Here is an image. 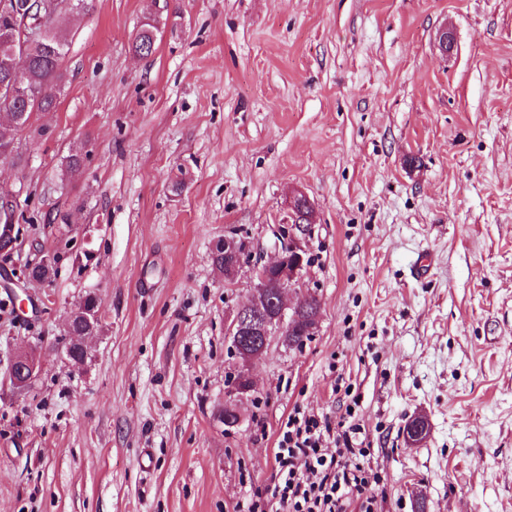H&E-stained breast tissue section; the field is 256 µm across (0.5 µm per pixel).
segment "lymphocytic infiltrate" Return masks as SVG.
<instances>
[{
    "instance_id": "f902f5d3",
    "label": "lymphocytic infiltrate",
    "mask_w": 512,
    "mask_h": 512,
    "mask_svg": "<svg viewBox=\"0 0 512 512\" xmlns=\"http://www.w3.org/2000/svg\"><path fill=\"white\" fill-rule=\"evenodd\" d=\"M355 424L290 413L278 430L276 481L269 496L251 497L238 512H377L380 483L357 447Z\"/></svg>"
}]
</instances>
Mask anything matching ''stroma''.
Masks as SVG:
<instances>
[{
	"mask_svg": "<svg viewBox=\"0 0 512 512\" xmlns=\"http://www.w3.org/2000/svg\"><path fill=\"white\" fill-rule=\"evenodd\" d=\"M65 29V90L0 159V512H235L272 487L289 413L350 403L380 512H512V0H94ZM298 190L311 263L288 302L316 297L318 324L245 365L227 328ZM44 256L48 279L9 287ZM220 248L224 251H213V263L224 272L226 281H233L242 263V245L236 238L227 236L220 240ZM100 324L99 319L96 321H92V327L90 328L89 324L80 316H76L69 328H67V335L70 336V341L67 345L66 352L67 355L73 359L76 363L80 362L81 355L85 352L84 343L81 339L76 338L75 336H88L86 335L87 331L92 329L93 335L99 331ZM76 356V358H75ZM36 361L32 355L26 353L16 354L10 363L9 380L17 389H24L34 378Z\"/></svg>",
	"mask_w": 512,
	"mask_h": 512,
	"instance_id": "35a3bbf8",
	"label": "stroma"
}]
</instances>
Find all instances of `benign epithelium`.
<instances>
[{"label": "benign epithelium", "mask_w": 512, "mask_h": 512, "mask_svg": "<svg viewBox=\"0 0 512 512\" xmlns=\"http://www.w3.org/2000/svg\"><path fill=\"white\" fill-rule=\"evenodd\" d=\"M311 204L302 193L294 195L288 203L287 220L277 225L276 252L274 257L253 268L254 292L262 294V300L253 305L240 306L229 324V335L240 339L239 348L247 358H255L268 349L274 327L288 328V332L300 329L312 334L316 328L318 314L307 309L305 304L289 307L285 294L302 283L308 265L304 240L309 235ZM224 250V279L234 280L242 263L243 248L234 237L220 240ZM278 287L277 297L268 294L271 284ZM36 372V361L32 355L19 353L10 363L9 380L17 389L29 385Z\"/></svg>", "instance_id": "1"}]
</instances>
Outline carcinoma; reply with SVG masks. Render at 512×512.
Returning <instances> with one entry per match:
<instances>
[{
	"label": "carcinoma",
	"instance_id": "carcinoma-1",
	"mask_svg": "<svg viewBox=\"0 0 512 512\" xmlns=\"http://www.w3.org/2000/svg\"><path fill=\"white\" fill-rule=\"evenodd\" d=\"M58 15L44 21L45 38L27 44L21 40L16 23L0 15V82L20 85L21 96L8 103L0 99V147L11 145L17 135L28 125L31 115L37 111H48L57 104V99L40 96L50 87L62 91L64 74L61 63L68 51V42L57 25ZM154 26L146 23L133 41L134 51L142 56L154 50L152 35ZM99 321L87 323L82 317L73 319L67 335L84 336L88 330L98 332Z\"/></svg>",
	"mask_w": 512,
	"mask_h": 512
}]
</instances>
